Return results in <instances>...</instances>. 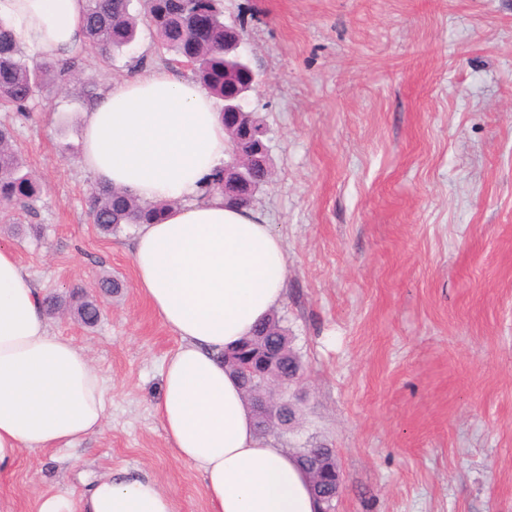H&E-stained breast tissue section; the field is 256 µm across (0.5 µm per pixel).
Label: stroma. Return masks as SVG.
<instances>
[{"instance_id":"obj_1","label":"stroma","mask_w":512,"mask_h":512,"mask_svg":"<svg viewBox=\"0 0 512 512\" xmlns=\"http://www.w3.org/2000/svg\"><path fill=\"white\" fill-rule=\"evenodd\" d=\"M261 81L272 176L253 207L281 236L279 310L306 371L301 419L270 441L332 448L333 512H512V0H222ZM184 79L148 28L0 123L43 185L39 235L0 232L42 293L79 284L101 321L49 318L87 349L111 401L77 450L22 451L0 507L92 478L155 479L175 512H209L203 480L155 414L178 340L136 284L137 227L101 233L85 199L84 112L148 68ZM112 275L119 293L100 294Z\"/></svg>"}]
</instances>
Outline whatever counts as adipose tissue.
Instances as JSON below:
<instances>
[{"instance_id":"ef3b65f1","label":"adipose tissue","mask_w":512,"mask_h":512,"mask_svg":"<svg viewBox=\"0 0 512 512\" xmlns=\"http://www.w3.org/2000/svg\"><path fill=\"white\" fill-rule=\"evenodd\" d=\"M86 0H0V26L41 59L85 41ZM228 154L215 99L166 70H146L103 94L83 117L80 163L99 184L141 202H170L141 225L132 258L141 294L179 340L162 368L156 415L172 454L204 480L210 512H317L293 455L253 425L223 353L284 301L283 241L251 208L230 207L203 182ZM108 388L87 352L51 332L42 297L14 250L0 245V475L21 450L74 448L101 430ZM35 512H175L145 475L98 477L74 502L45 493Z\"/></svg>"}]
</instances>
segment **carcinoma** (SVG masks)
<instances>
[{"mask_svg":"<svg viewBox=\"0 0 512 512\" xmlns=\"http://www.w3.org/2000/svg\"><path fill=\"white\" fill-rule=\"evenodd\" d=\"M131 0H86L85 36L90 47L109 59L112 53L130 45L139 26L151 27L161 48L182 61H194L195 80L216 98L224 97V67L234 70L237 60L224 55V17L218 0H149L143 11L132 13ZM81 55L76 53L57 62L32 59L24 54L12 31L0 27V109L26 110L36 96L53 88L57 80L77 75ZM40 183L29 169L14 141L12 131L0 127V208L31 209L40 194ZM88 216L104 234L118 232L125 224H151L162 220L169 204H143L125 189L98 185L87 197ZM69 297L77 299L87 327L99 322L100 307L74 286ZM283 318L273 315L258 323L245 345L259 338L278 346L291 343ZM224 352V367L236 374L244 393H260L269 378L253 376L229 360Z\"/></svg>","mask_w":512,"mask_h":512,"instance_id":"1","label":"carcinoma"}]
</instances>
